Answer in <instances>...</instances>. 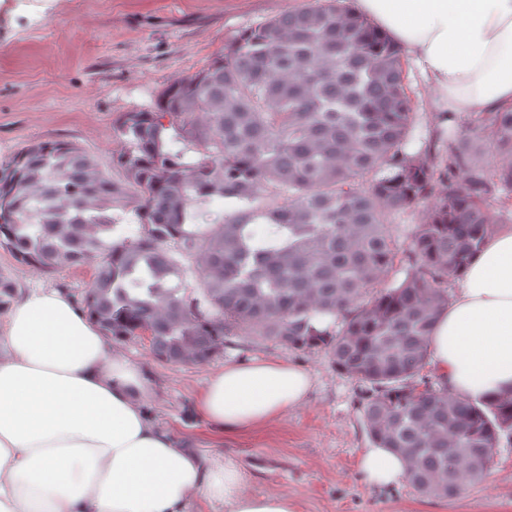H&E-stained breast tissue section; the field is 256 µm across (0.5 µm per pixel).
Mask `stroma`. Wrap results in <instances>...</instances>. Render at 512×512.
<instances>
[{
	"label": "stroma",
	"mask_w": 512,
	"mask_h": 512,
	"mask_svg": "<svg viewBox=\"0 0 512 512\" xmlns=\"http://www.w3.org/2000/svg\"><path fill=\"white\" fill-rule=\"evenodd\" d=\"M321 0H0V162L48 139L76 144L113 181L112 157L125 112L154 106L172 80L195 72L240 31ZM92 266L44 272L0 249V274L18 288H53L81 303ZM117 350L138 364L149 390L150 419L179 444L207 457L229 453L256 494L280 493L298 512H512V443H500L486 479L447 500L408 482H365L357 458L370 439L359 384L340 374L324 350L297 352L238 336L207 363L161 362L131 338ZM279 358L307 369L314 386L302 406L261 430L217 435L194 409L210 372L227 362Z\"/></svg>",
	"instance_id": "35a3bbf8"
}]
</instances>
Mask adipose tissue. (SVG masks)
<instances>
[{
    "label": "adipose tissue",
    "instance_id": "1",
    "mask_svg": "<svg viewBox=\"0 0 512 512\" xmlns=\"http://www.w3.org/2000/svg\"><path fill=\"white\" fill-rule=\"evenodd\" d=\"M404 47L430 91V112L512 111V0H356ZM449 394L512 397V225L496 226L463 273L431 337ZM308 371L283 359L210 372L196 406L217 434L247 433L301 405ZM140 367L59 290L18 291L0 316V512H297L283 494L247 489L232 456L203 458L146 415ZM373 485L406 477L405 461L369 447Z\"/></svg>",
    "mask_w": 512,
    "mask_h": 512
}]
</instances>
